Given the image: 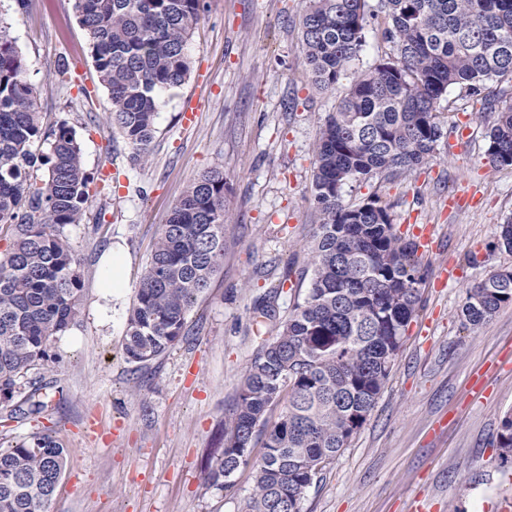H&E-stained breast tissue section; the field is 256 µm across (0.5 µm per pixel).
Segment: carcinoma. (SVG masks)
<instances>
[{
    "label": "carcinoma",
    "mask_w": 512,
    "mask_h": 512,
    "mask_svg": "<svg viewBox=\"0 0 512 512\" xmlns=\"http://www.w3.org/2000/svg\"><path fill=\"white\" fill-rule=\"evenodd\" d=\"M75 8L109 94L112 126L142 159L158 93L189 74L202 0H75ZM370 16L396 54L355 76L320 127L311 278L251 359L224 420V448L206 475L229 489L264 430L247 512H301L305 492L375 408L420 308L425 271L417 243L397 233L379 200L345 204L344 187L426 163L447 135L437 105L448 89L491 110L488 84L512 82V0H378L375 11L369 0H306L303 65L319 89L334 90L346 75L366 45ZM39 97L9 27L0 25V226L10 236L0 255L1 403L48 361L53 341L79 315L82 275L63 228L84 220L90 177L73 129L43 125ZM487 135L492 164L512 166V107L497 113ZM41 141L50 150L40 157L48 176L38 186L28 168ZM225 185L222 166L204 171L161 225L128 311V362H149L184 336L188 312L224 260ZM508 304L512 271H499L467 290L462 319L480 329ZM273 313L266 299L255 307L257 331ZM497 448L502 462L512 461L511 411L501 419ZM65 460L62 443L48 433L0 448V512H45Z\"/></svg>",
    "instance_id": "cac0c4a2"
}]
</instances>
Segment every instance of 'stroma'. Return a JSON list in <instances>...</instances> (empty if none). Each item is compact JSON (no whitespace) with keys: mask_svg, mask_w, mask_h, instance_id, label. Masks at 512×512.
I'll list each match as a JSON object with an SVG mask.
<instances>
[{"mask_svg":"<svg viewBox=\"0 0 512 512\" xmlns=\"http://www.w3.org/2000/svg\"><path fill=\"white\" fill-rule=\"evenodd\" d=\"M303 0H204L188 47L191 71L161 92L156 132L143 161L110 121V100L94 68L75 0H31L19 11L0 0V21L40 88L44 124L67 122L91 176L87 218L65 226L82 272L80 313L59 336L52 361L31 373L25 395L36 416L6 419L0 446L36 433L66 448L65 470L47 512H246L262 440L226 490L205 474L224 446V418L264 337L274 336L294 302L274 296L265 335L254 307L284 271L310 274L308 246L319 222L312 195L314 145L323 119L353 76L392 55L374 26L334 91L307 77L301 54ZM71 72L58 77L61 63ZM201 103L183 126L187 100ZM450 134L422 169L349 183L344 201L373 199L411 235L429 226L420 253L427 280L375 408L302 500V512H499L512 500V463L496 435L512 411V306L482 328L460 318L468 288L512 268L499 245L512 218V167L487 158L492 113L459 89L440 102ZM220 164L227 182L224 261L172 348L142 365L126 362L123 336L156 233L187 185ZM125 286L107 292L113 252ZM483 373L486 392L469 380Z\"/></svg>","mask_w":512,"mask_h":512,"instance_id":"obj_1","label":"stroma"}]
</instances>
